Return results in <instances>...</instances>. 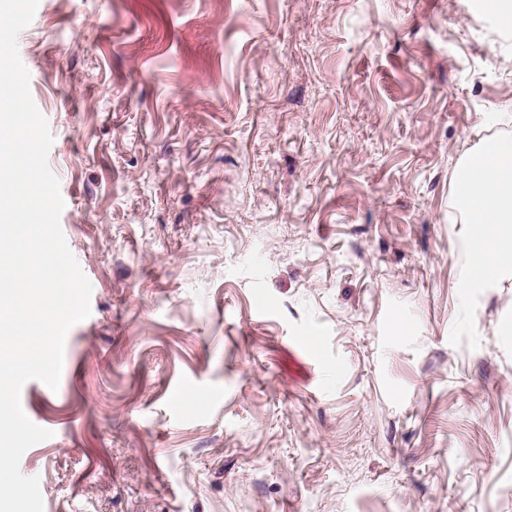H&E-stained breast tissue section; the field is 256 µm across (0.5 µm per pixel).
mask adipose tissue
<instances>
[{
	"label": "adipose tissue",
	"mask_w": 512,
	"mask_h": 512,
	"mask_svg": "<svg viewBox=\"0 0 512 512\" xmlns=\"http://www.w3.org/2000/svg\"><path fill=\"white\" fill-rule=\"evenodd\" d=\"M455 186L458 221L471 228L473 264L482 272L466 275L460 285L480 288L512 260V140H498L489 158L464 162Z\"/></svg>",
	"instance_id": "obj_1"
}]
</instances>
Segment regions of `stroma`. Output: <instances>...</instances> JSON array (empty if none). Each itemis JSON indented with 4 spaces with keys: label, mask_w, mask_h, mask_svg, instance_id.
I'll use <instances>...</instances> for the list:
<instances>
[{
    "label": "stroma",
    "mask_w": 512,
    "mask_h": 512,
    "mask_svg": "<svg viewBox=\"0 0 512 512\" xmlns=\"http://www.w3.org/2000/svg\"><path fill=\"white\" fill-rule=\"evenodd\" d=\"M18 52L92 284L21 391L44 512H512V264L462 292L451 220L512 12L39 0Z\"/></svg>",
    "instance_id": "stroma-1"
}]
</instances>
